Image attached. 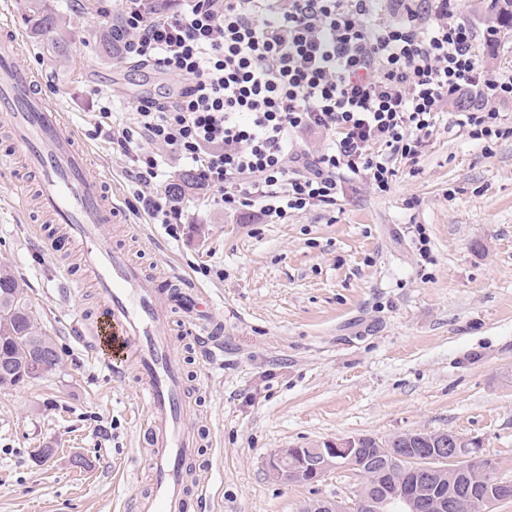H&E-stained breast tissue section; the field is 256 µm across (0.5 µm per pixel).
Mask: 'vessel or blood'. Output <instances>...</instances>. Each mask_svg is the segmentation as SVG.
<instances>
[{
    "label": "vessel or blood",
    "mask_w": 512,
    "mask_h": 512,
    "mask_svg": "<svg viewBox=\"0 0 512 512\" xmlns=\"http://www.w3.org/2000/svg\"><path fill=\"white\" fill-rule=\"evenodd\" d=\"M23 46L21 30L0 13V112L8 119L25 173L39 181L38 207L65 225L67 242L81 246L82 263L104 301L105 319L91 328L92 353L114 377L135 371L145 394L140 429L150 487L129 508L188 512L191 502H206L208 484L189 483L201 434L170 324L177 313L192 326L195 341L219 336L215 301L179 271L147 274L113 239L121 209L108 191V178L80 146L79 133L64 112L50 102Z\"/></svg>",
    "instance_id": "vessel-or-blood-1"
}]
</instances>
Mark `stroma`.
Instances as JSON below:
<instances>
[{"instance_id":"1","label":"stroma","mask_w":512,"mask_h":512,"mask_svg":"<svg viewBox=\"0 0 512 512\" xmlns=\"http://www.w3.org/2000/svg\"><path fill=\"white\" fill-rule=\"evenodd\" d=\"M72 16L64 55L27 39L29 61L78 128L124 208L112 235L150 274L178 269L212 293L224 353L209 358L173 323L197 422L209 445L196 472L212 512H303L350 503L360 484L340 467L315 483L279 482L266 463L281 448L326 439L454 432L482 441L512 479V138L484 148L461 137L445 108L417 163L396 164L390 192L346 190L336 205L258 223L187 194L177 234L128 210L129 160L94 137L115 102L130 119L139 100L172 97L173 74L102 56L100 0H55ZM0 114V265L16 275L61 363L20 387L0 388V512H122L149 486L138 446L139 382L113 378L81 323L92 288L65 287L77 248L55 256L36 243L55 222L36 187L14 177L21 157ZM423 225L428 256L409 234Z\"/></svg>"}]
</instances>
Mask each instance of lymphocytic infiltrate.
I'll return each instance as SVG.
<instances>
[{"label": "lymphocytic infiltrate", "mask_w": 512, "mask_h": 512, "mask_svg": "<svg viewBox=\"0 0 512 512\" xmlns=\"http://www.w3.org/2000/svg\"><path fill=\"white\" fill-rule=\"evenodd\" d=\"M116 0L123 58L178 75L171 101L146 97L131 122L101 107L97 136L131 162L136 200L177 233L179 200L161 186L168 159L191 166L224 210L278 223L335 205L345 183L389 192L394 161L417 162L443 101L469 100L457 125L491 146L511 136L512 68H489L457 0ZM302 132L323 148L297 149Z\"/></svg>", "instance_id": "1"}]
</instances>
